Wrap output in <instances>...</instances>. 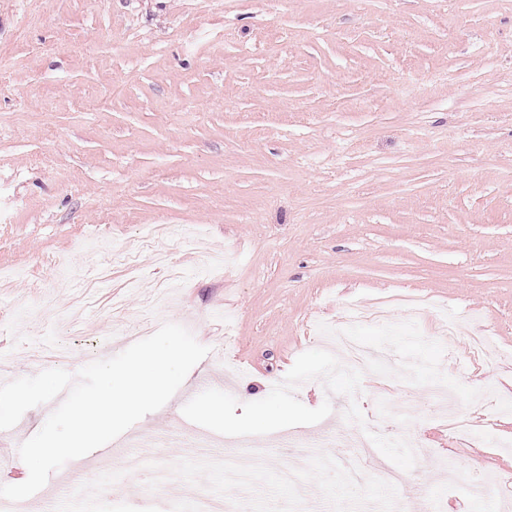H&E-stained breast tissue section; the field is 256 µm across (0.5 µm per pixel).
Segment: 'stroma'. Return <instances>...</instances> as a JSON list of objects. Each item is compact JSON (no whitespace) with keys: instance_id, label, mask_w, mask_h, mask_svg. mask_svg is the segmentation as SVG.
<instances>
[{"instance_id":"stroma-1","label":"stroma","mask_w":512,"mask_h":512,"mask_svg":"<svg viewBox=\"0 0 512 512\" xmlns=\"http://www.w3.org/2000/svg\"><path fill=\"white\" fill-rule=\"evenodd\" d=\"M0 198V380L142 319L228 357L30 512L90 465L101 512H167L159 468L235 493L240 463L249 512L512 500V0H0ZM393 294L428 307L355 327L393 357L345 369L328 328ZM197 429L222 450L177 443ZM344 430L401 481L346 482Z\"/></svg>"}]
</instances>
